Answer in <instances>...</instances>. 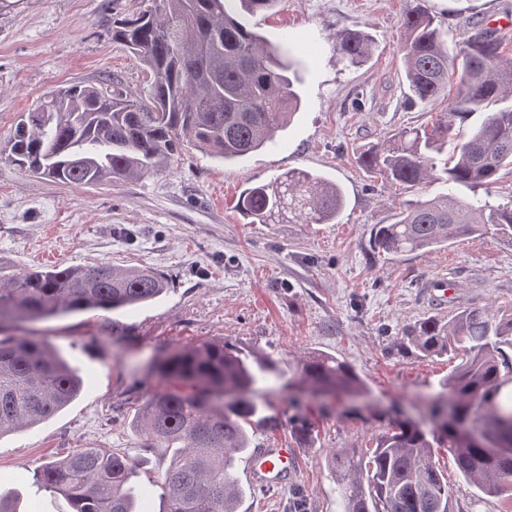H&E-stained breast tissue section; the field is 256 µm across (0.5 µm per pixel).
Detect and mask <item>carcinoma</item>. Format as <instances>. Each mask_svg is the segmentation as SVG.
Wrapping results in <instances>:
<instances>
[{
    "label": "carcinoma",
    "mask_w": 512,
    "mask_h": 512,
    "mask_svg": "<svg viewBox=\"0 0 512 512\" xmlns=\"http://www.w3.org/2000/svg\"><path fill=\"white\" fill-rule=\"evenodd\" d=\"M278 0H152L153 8L112 23V40L147 67L142 97L104 86L76 85L52 94L20 118L6 158L20 169L66 186L139 180L163 171L177 147L200 148L213 159H242L276 144L302 103L293 38L275 45L246 17ZM424 0H405L398 51L412 97L456 95L427 126L401 130L361 150L359 164L395 188L442 183L447 191L403 202L390 224H376L377 249L397 259L477 238L488 224L512 241V194L492 204L461 198L458 186L491 195L497 174L512 167V105L492 112L465 138L455 126L491 102L512 100V58L502 37L477 28L454 50ZM336 53L348 67L365 64L375 41L362 29L336 31ZM456 141L439 169L436 156ZM345 206L340 187L321 174L288 171L246 188L238 210L252 224H333ZM168 281L147 268L109 263L21 270L0 276V327L86 309L117 310L155 300ZM422 357L455 355L443 392L421 401L417 418L398 419L375 447L333 448L329 469L341 485L345 512H454L448 477L434 460L446 448L461 476L485 494L512 493V409L495 402L512 382V304L459 306L431 316L393 340ZM299 380L315 395L362 396L351 366L313 352L297 361ZM177 383L140 405L132 419L143 448H170L160 478V512H238L242 489L236 463L252 450L250 431L288 427L307 439L314 423L298 410L287 421L267 414L281 388L278 361L262 348L208 341L170 351L147 373ZM82 380L45 341L0 336V438L54 416L78 395ZM137 461L122 452L84 448L34 471V481L61 494L69 512H139L132 486Z\"/></svg>",
    "instance_id": "obj_1"
}]
</instances>
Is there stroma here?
Listing matches in <instances>:
<instances>
[{
  "mask_svg": "<svg viewBox=\"0 0 512 512\" xmlns=\"http://www.w3.org/2000/svg\"><path fill=\"white\" fill-rule=\"evenodd\" d=\"M150 0H8L0 9V151L20 115L70 85L115 84L144 94L150 74L112 39L113 21L147 9ZM449 43L475 26L497 30L512 55V0H425ZM403 0H279L250 20L268 38L287 32L310 61L299 90L303 107L277 147L234 163L196 148L175 153L165 171L97 187L64 186L0 160V274L37 269V254L55 267H147L169 282L168 292L134 311L88 310L20 323L15 333L53 346L79 371L81 394L45 422L0 437V496L17 512H66L60 496L37 488L33 470L80 448L120 451L141 462L134 478L151 492L167 448L143 450L131 420L140 404L164 390L158 378L134 384L168 351L229 339L256 344L280 360L286 377L308 352L347 362L364 394L312 396L299 386L271 396L287 415L297 398L314 421L309 444L288 429H258L259 446L295 448L292 484L257 496L246 492L238 512H290L301 489L305 512H344L329 449L371 446L390 420L416 416L418 398L440 392L452 356L416 358L393 349L408 324L439 314L427 284L454 281L448 306L512 303V244L494 231L458 239L453 247L394 261L374 249L373 225L391 223L402 203L437 190H398L358 164L360 149L406 127L430 124L447 99L415 103L408 96L397 50ZM342 29L371 33L376 48L361 68L336 56ZM301 168L324 173L345 195L333 224H250L236 208L247 187ZM435 460L448 477L455 512H512V496L480 493L458 473L447 449Z\"/></svg>",
  "mask_w": 512,
  "mask_h": 512,
  "instance_id": "1",
  "label": "stroma"
}]
</instances>
